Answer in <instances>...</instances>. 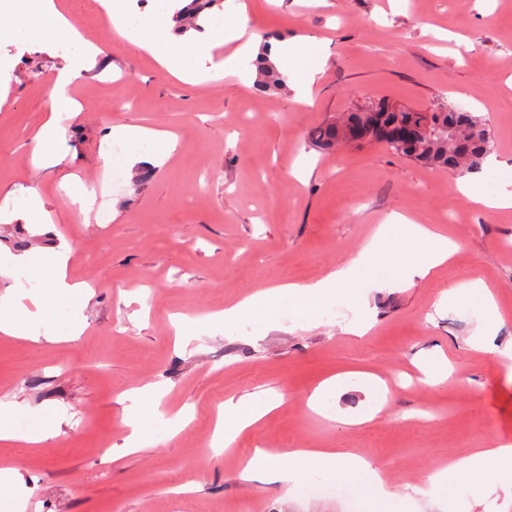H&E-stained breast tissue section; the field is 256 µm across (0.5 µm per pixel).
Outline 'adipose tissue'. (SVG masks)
<instances>
[{"mask_svg": "<svg viewBox=\"0 0 512 512\" xmlns=\"http://www.w3.org/2000/svg\"><path fill=\"white\" fill-rule=\"evenodd\" d=\"M99 4L121 38L148 53L164 71L179 80L201 84L216 74L236 69L238 65L233 55L215 61L213 51L223 45L227 35L245 37L243 27H236L229 34L222 21L205 19L200 30L185 31L178 28L170 9L138 18L133 16L127 0H99ZM2 16L7 22L0 24V42L17 39L60 41L70 48L64 66L54 77L48 116L35 137L32 151L33 164L49 165L53 162L51 145L60 133L63 118L74 117L80 110L79 102L70 95L69 89L94 63L101 49L84 40L56 0H0ZM246 39L245 51L253 55L266 52L268 60L282 75L295 79L298 102L310 103L311 86L323 66L321 59L311 52L313 38L273 39L266 45L255 36ZM111 134L128 144L124 165L129 169L142 162H156L171 148L167 133L140 125H116ZM455 251V244L446 236L415 223L406 215L394 213L345 266L313 283L284 282L259 288L223 311L211 314L210 319L231 326L252 318L261 333L280 327L286 315L314 327L323 310L332 302L340 301L349 308L361 310V318L347 326L348 332L360 335L375 320L366 293V274L371 268L379 264L391 266L399 281L410 284L444 265ZM68 260L69 252L62 246L43 253L0 252V274L23 273L27 275V281L36 283L35 288L30 289L27 282H15L9 293L0 296V334L35 342L42 339L55 342L71 340L82 333L84 322L80 313L90 290L85 284L70 279ZM443 299L452 308L478 303L480 313L471 336V347L498 357L512 358V347L501 349L490 342L502 316L491 291L481 279L451 287ZM280 404L277 398L245 404L225 403L217 417L213 443H233L239 434L274 412ZM17 414V409L0 405L1 442L36 444L46 439L51 422L44 411L28 410L27 424L22 428L16 423ZM491 462L512 477V443L478 448L454 459L446 470L432 476L431 484L440 487L450 476L466 485L479 482L482 471ZM348 471L364 474L366 478L364 487H352V494H360L366 488L380 500L395 501L396 495L382 471L359 455L329 448H295L286 453L259 448L244 463L239 477L250 480L260 472L271 483L296 481L303 486L315 487L326 483L332 475Z\"/></svg>", "mask_w": 512, "mask_h": 512, "instance_id": "ef3b65f1", "label": "adipose tissue"}]
</instances>
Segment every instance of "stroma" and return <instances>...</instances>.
Returning <instances> with one entry per match:
<instances>
[{"label":"stroma","mask_w":512,"mask_h":512,"mask_svg":"<svg viewBox=\"0 0 512 512\" xmlns=\"http://www.w3.org/2000/svg\"><path fill=\"white\" fill-rule=\"evenodd\" d=\"M84 37L104 53L73 88L80 113L64 120L53 151L35 166L32 139L45 121L53 76L67 47L0 43V205L39 188L54 233L71 247L72 280L91 286L86 329L74 340L33 343L0 335V404L41 407L55 426L31 447L0 442V469L14 468L36 512H360L327 487L244 482L255 449L335 448L364 455L387 475L402 512H431L424 492L448 459L512 442V373L475 352V314L439 308L442 293L480 277L503 324L494 343L512 344V208L483 211L453 191L452 175L384 146L325 151L309 133L338 114L381 100L425 109L441 99L482 116L494 147L474 181L506 188L493 162L512 159V0H223L226 27L315 38L323 62L312 105L294 92L263 93L252 71L199 86L116 42L90 0H63ZM171 132L170 158L144 184L110 192L102 224L76 221L64 178L101 185V155L117 124ZM308 176L296 180L297 164ZM434 224L457 246L450 265L399 286L374 282L377 316L362 337L342 303L318 326L267 334L251 322L192 324L258 287L310 283L344 266L392 213ZM447 356L456 378L420 383L422 367ZM386 380L382 414L362 425L377 394L360 376ZM338 378L346 391L325 413L307 399ZM147 381L166 393L156 414L188 423L155 447L126 452L124 394ZM282 395L283 403L221 455L208 449L215 411L228 398Z\"/></svg>","instance_id":"obj_1"}]
</instances>
